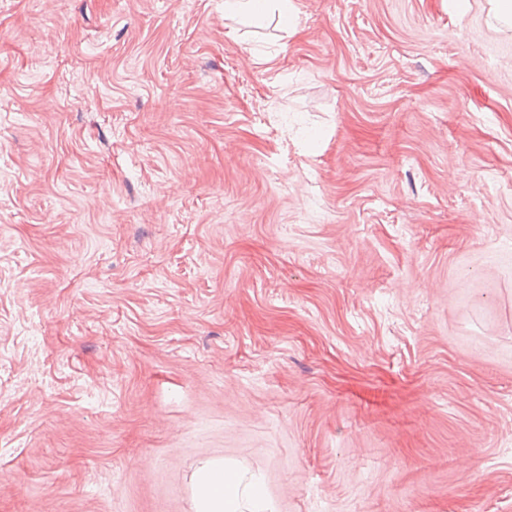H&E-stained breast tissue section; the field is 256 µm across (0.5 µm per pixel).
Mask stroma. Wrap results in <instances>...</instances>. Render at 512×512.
Masks as SVG:
<instances>
[{"mask_svg": "<svg viewBox=\"0 0 512 512\" xmlns=\"http://www.w3.org/2000/svg\"><path fill=\"white\" fill-rule=\"evenodd\" d=\"M294 3L0 0V512H512V29ZM224 16L238 18L254 28H264L276 18L277 24L288 33L296 25L292 0H224ZM196 512H273L261 480L211 460L194 479Z\"/></svg>", "mask_w": 512, "mask_h": 512, "instance_id": "1", "label": "stroma"}]
</instances>
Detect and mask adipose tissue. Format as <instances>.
<instances>
[{
  "label": "adipose tissue",
  "mask_w": 512,
  "mask_h": 512,
  "mask_svg": "<svg viewBox=\"0 0 512 512\" xmlns=\"http://www.w3.org/2000/svg\"><path fill=\"white\" fill-rule=\"evenodd\" d=\"M226 16L262 28L277 21L284 30L295 28L292 0H224ZM196 512H273L258 477H248L223 461L203 464L194 479Z\"/></svg>",
  "instance_id": "obj_1"
}]
</instances>
